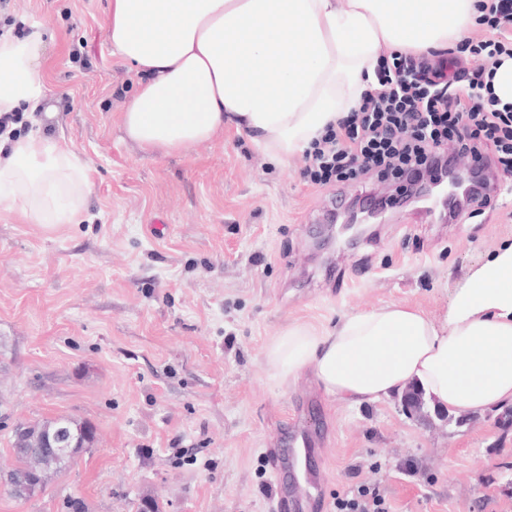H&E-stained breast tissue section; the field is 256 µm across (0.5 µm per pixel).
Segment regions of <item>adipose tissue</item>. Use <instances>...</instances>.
Here are the masks:
<instances>
[{
  "label": "adipose tissue",
  "instance_id": "obj_1",
  "mask_svg": "<svg viewBox=\"0 0 512 512\" xmlns=\"http://www.w3.org/2000/svg\"><path fill=\"white\" fill-rule=\"evenodd\" d=\"M480 0H112L113 57L143 79L120 114L128 140L183 154L225 126L285 163L375 84L382 51L423 54L467 39ZM42 23L0 32V114L47 96ZM90 171L57 139L0 137V205L34 224L83 220ZM264 365L280 383L310 370L356 405L412 383L452 413L512 403V248L477 270L443 322L393 303L321 330L288 326Z\"/></svg>",
  "mask_w": 512,
  "mask_h": 512
}]
</instances>
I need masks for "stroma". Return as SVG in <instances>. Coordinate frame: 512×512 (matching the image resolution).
I'll return each mask as SVG.
<instances>
[{
	"instance_id": "1",
	"label": "stroma",
	"mask_w": 512,
	"mask_h": 512,
	"mask_svg": "<svg viewBox=\"0 0 512 512\" xmlns=\"http://www.w3.org/2000/svg\"><path fill=\"white\" fill-rule=\"evenodd\" d=\"M110 0H0V28L42 22L46 99L31 132L91 169L79 224H31L0 206V471L14 423L90 422L97 444L0 512H273L296 486L299 512H336L376 491L388 512H512V429L493 414L458 426L407 418L398 398L350 406L310 371L272 379L265 348L294 322L330 328L391 303L443 321L475 271L512 247V200L442 223L423 203L383 210L351 239L333 217L391 181L306 183L225 127L188 154L140 150L118 117L141 81L113 58ZM316 435L293 472L270 451ZM318 474L310 487L309 474Z\"/></svg>"
}]
</instances>
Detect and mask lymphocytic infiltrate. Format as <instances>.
Wrapping results in <instances>:
<instances>
[{
	"label": "lymphocytic infiltrate",
	"instance_id": "f902f5d3",
	"mask_svg": "<svg viewBox=\"0 0 512 512\" xmlns=\"http://www.w3.org/2000/svg\"><path fill=\"white\" fill-rule=\"evenodd\" d=\"M480 9L482 24L498 37L470 39L456 50L480 57L483 68L452 72L444 57L433 63L413 53L381 54L375 87L305 152V180L325 186L392 175L413 186L442 177L461 157L470 159L474 176L488 164L512 176V106L487 93L488 76L512 59V32L502 28L512 0H482Z\"/></svg>",
	"mask_w": 512,
	"mask_h": 512
}]
</instances>
